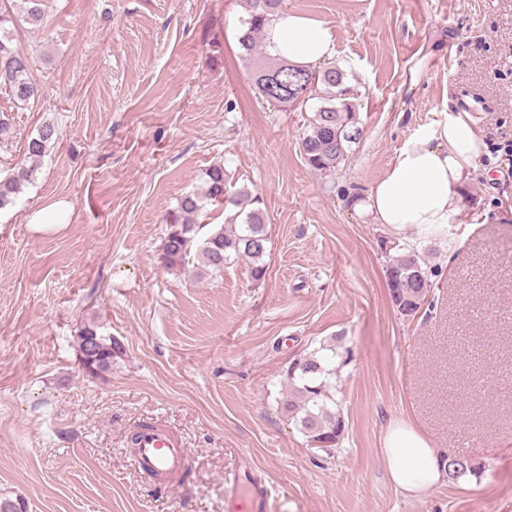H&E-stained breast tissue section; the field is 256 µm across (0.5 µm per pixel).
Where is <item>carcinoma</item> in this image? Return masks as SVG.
<instances>
[{"mask_svg":"<svg viewBox=\"0 0 512 512\" xmlns=\"http://www.w3.org/2000/svg\"><path fill=\"white\" fill-rule=\"evenodd\" d=\"M246 4L248 17L238 41L241 55L252 64L255 90L265 101L274 98L284 108L301 107L318 99L298 149L309 169L328 176L346 161L352 144L361 137L357 94L348 84L346 72L332 63L313 71L266 51L265 28L281 10L282 0H246ZM20 21L42 26L41 0H0V88L14 101L27 105L36 98L38 89L31 76L30 58L14 46V30ZM57 138L56 126L43 124L28 140L26 158L37 161ZM35 172L36 167L22 164L0 180V209L14 203ZM205 176L203 194L184 195L172 215L161 253L164 266L178 271L193 257L199 261L198 274L217 273L234 257L247 262L252 280H263L268 269L265 256L269 237L260 197L246 188L226 194L224 166L220 164L209 168ZM213 202L224 207V224L205 233L206 225L199 217L206 204ZM398 250L386 267L388 291L400 316L413 318L425 305L431 278L439 276V268L429 265L427 249L400 245ZM344 339L343 334H336L292 359L283 370L288 391L278 400L280 412L299 426L308 445L328 455L339 447L346 433L345 419L336 403L339 369L352 359ZM76 345L83 356L79 360L82 370L91 378L110 372L124 354L122 343L102 335L93 323L80 329ZM442 459L452 481L476 476L481 470L480 464L463 454H448Z\"/></svg>","mask_w":512,"mask_h":512,"instance_id":"carcinoma-1","label":"carcinoma"}]
</instances>
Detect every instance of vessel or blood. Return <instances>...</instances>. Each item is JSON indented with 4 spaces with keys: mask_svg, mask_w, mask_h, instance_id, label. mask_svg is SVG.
I'll return each mask as SVG.
<instances>
[{
    "mask_svg": "<svg viewBox=\"0 0 512 512\" xmlns=\"http://www.w3.org/2000/svg\"><path fill=\"white\" fill-rule=\"evenodd\" d=\"M133 462L139 470L155 471L173 480L187 470L190 454L170 431L158 426H144L139 431ZM224 485L233 507L239 508L240 512H263L270 498L269 486L254 474L245 480L240 473H228Z\"/></svg>",
    "mask_w": 512,
    "mask_h": 512,
    "instance_id": "b4317fda",
    "label": "vessel or blood"
}]
</instances>
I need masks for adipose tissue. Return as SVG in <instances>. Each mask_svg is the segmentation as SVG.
<instances>
[{"instance_id": "obj_1", "label": "adipose tissue", "mask_w": 512, "mask_h": 512, "mask_svg": "<svg viewBox=\"0 0 512 512\" xmlns=\"http://www.w3.org/2000/svg\"><path fill=\"white\" fill-rule=\"evenodd\" d=\"M266 42L272 56L296 65L313 68L336 56L330 27L297 12H278L267 26ZM482 147L483 140L468 114L449 113L446 121L404 143L384 175L370 187L364 209L375 223L398 233L456 223ZM384 455L390 479L404 495H419L447 477L440 453L406 421L389 425Z\"/></svg>"}]
</instances>
